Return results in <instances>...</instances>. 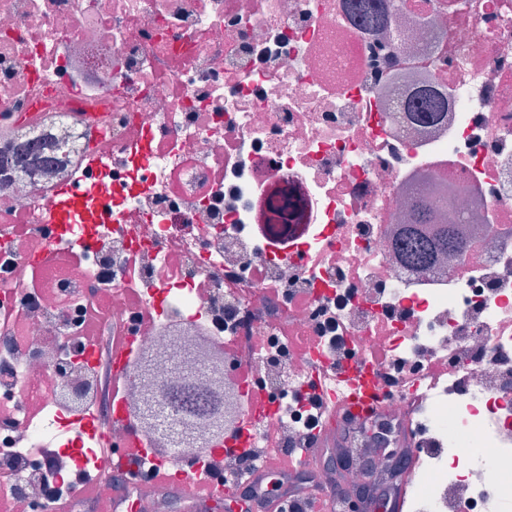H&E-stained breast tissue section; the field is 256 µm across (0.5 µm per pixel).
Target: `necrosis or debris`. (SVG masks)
<instances>
[{
	"mask_svg": "<svg viewBox=\"0 0 512 512\" xmlns=\"http://www.w3.org/2000/svg\"><path fill=\"white\" fill-rule=\"evenodd\" d=\"M446 93L436 124L402 101ZM53 126L64 164L0 169V499L31 497L75 448L71 417L102 407L88 315L134 348L123 403L139 398L142 352L172 385L207 374L187 326L223 353L236 398L273 412L255 447L300 433L315 367L343 359L379 373L390 441L410 406L429 443L424 512H512V0H400L364 31L342 0H0V145ZM84 209L48 222L60 185ZM459 225L467 248L428 271L393 241L421 206ZM347 353L294 349L328 312ZM25 343L12 341L18 323ZM79 366L94 389L79 405ZM153 425L113 421L112 449ZM491 449L458 474L457 443Z\"/></svg>",
	"mask_w": 512,
	"mask_h": 512,
	"instance_id": "necrosis-or-debris-1",
	"label": "necrosis or debris"
}]
</instances>
